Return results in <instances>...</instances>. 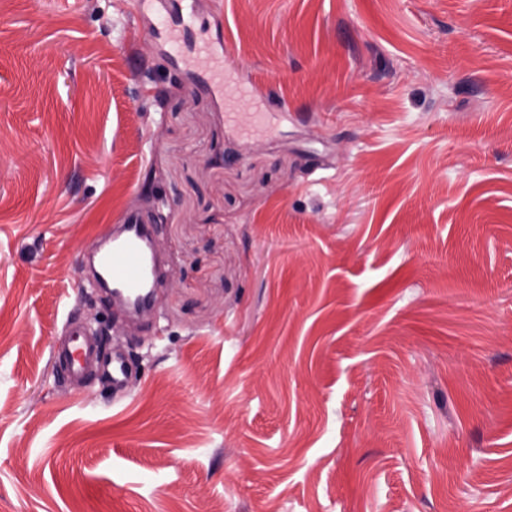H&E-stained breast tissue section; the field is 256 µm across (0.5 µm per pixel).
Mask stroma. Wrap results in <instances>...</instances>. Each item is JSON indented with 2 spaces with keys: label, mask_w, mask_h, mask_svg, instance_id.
<instances>
[{
  "label": "stroma",
  "mask_w": 512,
  "mask_h": 512,
  "mask_svg": "<svg viewBox=\"0 0 512 512\" xmlns=\"http://www.w3.org/2000/svg\"><path fill=\"white\" fill-rule=\"evenodd\" d=\"M132 211L135 321L78 278ZM217 506L512 512V0H0V512ZM67 342L57 355L64 360L69 377L81 379L89 370L108 378L112 388L121 390L129 375L124 351L116 348L101 349L94 331L89 326L66 317L64 322Z\"/></svg>",
  "instance_id": "stroma-1"
}]
</instances>
